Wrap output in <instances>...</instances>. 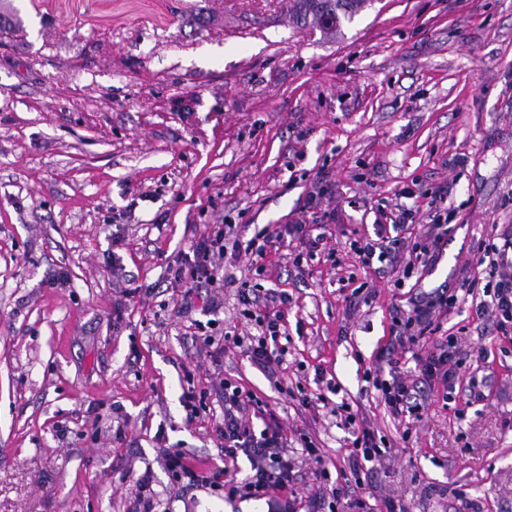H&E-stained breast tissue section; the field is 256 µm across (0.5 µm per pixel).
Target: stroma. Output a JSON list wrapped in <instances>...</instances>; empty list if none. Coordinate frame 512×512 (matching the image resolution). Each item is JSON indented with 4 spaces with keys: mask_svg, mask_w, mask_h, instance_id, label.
Instances as JSON below:
<instances>
[{
    "mask_svg": "<svg viewBox=\"0 0 512 512\" xmlns=\"http://www.w3.org/2000/svg\"><path fill=\"white\" fill-rule=\"evenodd\" d=\"M0 13V512H126L129 471L151 474L156 512H265L181 492L161 464L167 447L220 465V376L266 399L287 435L308 431L340 478V417L299 413L239 350L205 346L166 265L196 226L301 220L317 181L329 232L372 234L404 189L418 237L425 193L444 186L453 230L413 280L464 291L481 240L512 224V0H366L327 35L296 24L290 0H0ZM268 261L295 301L286 381L311 389L324 369L392 448L365 481L376 512L388 499L455 512L459 488L476 512H512V343L491 320L466 303L444 321L469 354L460 393L409 432L364 380L397 302L386 276L355 270L349 316L329 262ZM191 386L208 410L189 424Z\"/></svg>",
    "mask_w": 512,
    "mask_h": 512,
    "instance_id": "1",
    "label": "stroma"
}]
</instances>
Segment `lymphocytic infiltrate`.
Segmentation results:
<instances>
[{"label": "lymphocytic infiltrate", "mask_w": 512, "mask_h": 512, "mask_svg": "<svg viewBox=\"0 0 512 512\" xmlns=\"http://www.w3.org/2000/svg\"><path fill=\"white\" fill-rule=\"evenodd\" d=\"M325 195L322 186H314L303 207L304 220L294 224L264 225L251 238H243L237 224L203 225L197 239L188 249L179 251L169 264L170 287L180 289L184 300L201 299L208 319L196 322L206 346L226 350L239 348L251 364L261 368L270 384L282 394H289L279 376L288 348V312L293 298L285 290L264 287L260 279L266 276L265 260L270 254L285 253L293 266H301L304 255L326 251L334 271L344 266L370 269L380 267L388 273L395 288H402L427 256L439 250L451 230L444 203L447 190L430 194L429 224L424 236L410 240L406 232L415 219L412 209H399L391 224H378L373 235L350 239L348 248L328 243L326 227L332 212L322 209ZM249 259L254 277L237 279L224 271L225 264ZM477 266L483 267L486 283L471 279L467 293L477 299L478 316L492 321L502 338L512 337V225H502L495 238L484 240L478 247ZM234 287L241 314L256 328L244 336L217 334L214 314L222 308L225 288ZM461 302L458 294L446 289L409 298L406 305H393L390 337L378 354L379 361L389 367L388 378L372 377L371 384L379 392L392 414L407 417L409 422L421 421L429 407L435 386L451 394L457 382V368L462 365L459 338L444 335L440 319L450 314ZM412 355L416 360L417 376L399 372V358ZM224 401V417L216 427L219 445L224 455V467L202 469L193 464L189 454L179 448L163 449L168 472L183 490H203L224 493L225 497L264 502L266 512H299L295 490L296 458L288 454V438L273 409L253 390L239 382L223 378L218 384ZM301 408L316 412L330 405L332 414L342 417L351 428L350 471L354 485L337 483L328 490L318 491L308 504V512H324L339 500L349 501L361 510L364 501L356 494L363 486L368 464L384 460L390 453L384 438L378 437L366 420L350 410L349 403L330 404L322 393L305 388L298 391ZM246 457L250 472L237 479L231 467L239 457Z\"/></svg>", "instance_id": "f902f5d3"}]
</instances>
